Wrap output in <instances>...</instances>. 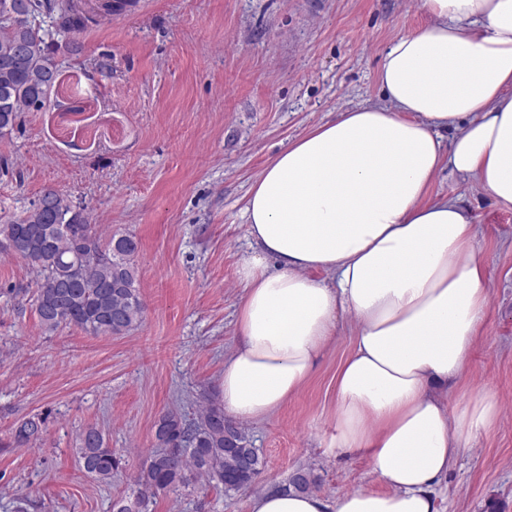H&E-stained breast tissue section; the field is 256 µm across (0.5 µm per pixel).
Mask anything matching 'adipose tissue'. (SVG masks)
<instances>
[{"instance_id": "obj_1", "label": "adipose tissue", "mask_w": 512, "mask_h": 512, "mask_svg": "<svg viewBox=\"0 0 512 512\" xmlns=\"http://www.w3.org/2000/svg\"><path fill=\"white\" fill-rule=\"evenodd\" d=\"M418 5L425 23L382 55L383 103L314 126L254 179L220 392L237 421L269 416L353 319L329 446L364 455L383 488L330 500L267 487L251 512H441L449 470L499 417L492 397L448 405L489 290L470 210L429 193L447 167L512 206V0Z\"/></svg>"}]
</instances>
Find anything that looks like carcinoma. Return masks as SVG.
Here are the masks:
<instances>
[{
  "label": "carcinoma",
  "instance_id": "1",
  "mask_svg": "<svg viewBox=\"0 0 512 512\" xmlns=\"http://www.w3.org/2000/svg\"><path fill=\"white\" fill-rule=\"evenodd\" d=\"M0 129L15 128L20 112L40 110L61 82L57 49L43 27L51 20L56 33H75L86 24L75 0H0ZM48 210L37 207L0 224V252L24 260L38 276L34 298L41 325L55 330L73 325L98 336H120L143 318L135 263L137 243L130 235L104 238L84 214L72 213L67 196L52 192ZM42 422L24 421L15 432L19 443L40 436ZM159 450L151 454L135 479L137 490L112 502V512H145L149 500L180 486L202 483L227 491L255 484L263 461L241 424L229 421L219 401L212 400L195 421L168 411L155 424ZM80 458L85 472L109 483L119 459L95 427L81 435ZM311 472L298 470L289 485L308 492Z\"/></svg>",
  "mask_w": 512,
  "mask_h": 512
}]
</instances>
